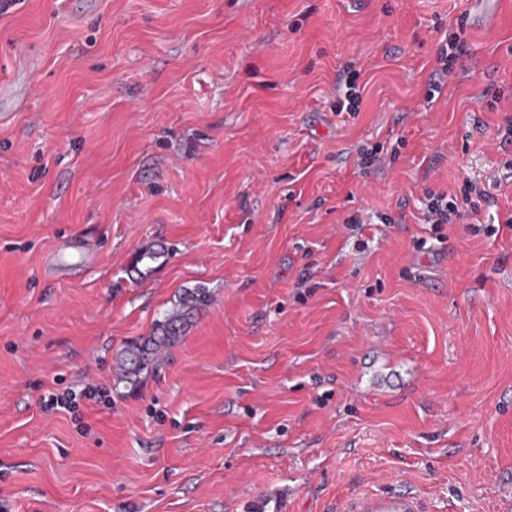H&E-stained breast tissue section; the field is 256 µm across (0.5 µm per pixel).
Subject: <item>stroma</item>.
<instances>
[{"mask_svg":"<svg viewBox=\"0 0 512 512\" xmlns=\"http://www.w3.org/2000/svg\"><path fill=\"white\" fill-rule=\"evenodd\" d=\"M484 10L11 0L0 512H506L512 0ZM460 22L465 52L426 102ZM349 67L361 103L340 114ZM367 149L384 164L360 169ZM429 189L459 218L425 223ZM70 240L94 257L55 274ZM145 248L162 255L143 278ZM198 285L212 302L157 372L120 382L126 345ZM89 384L111 405L43 411Z\"/></svg>","mask_w":512,"mask_h":512,"instance_id":"35a3bbf8","label":"stroma"}]
</instances>
